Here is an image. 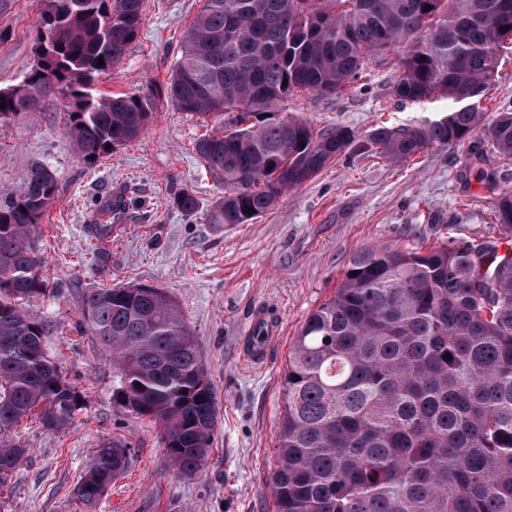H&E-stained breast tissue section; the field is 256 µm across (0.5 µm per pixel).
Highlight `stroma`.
Returning <instances> with one entry per match:
<instances>
[{"label":"stroma","mask_w":512,"mask_h":512,"mask_svg":"<svg viewBox=\"0 0 512 512\" xmlns=\"http://www.w3.org/2000/svg\"><path fill=\"white\" fill-rule=\"evenodd\" d=\"M202 4L145 0L137 39L122 63L100 78L98 90L116 95L164 85ZM42 7V0H0V87L20 84L32 63ZM399 53L388 50L341 95L299 93L278 116L363 136L382 124L410 126L447 112L445 98L409 103L392 95ZM64 109L63 100L52 98L39 111L0 124V191L19 188L36 163L58 179L59 196L34 238L51 292L31 298L28 308L51 323L46 350L79 387L82 407L59 432L21 423L27 454L0 485V512H273L267 481L278 460L288 352L352 255L368 245L428 248L451 236H480L493 206L483 178L494 175L498 190L512 193V161L479 135L402 164L345 156L284 192L252 223L221 227L208 221L220 189L194 149L209 131L207 120L160 103L143 136L86 161L64 133ZM182 189L199 199L197 216L176 208ZM115 194L125 199L124 215L113 222L111 237L92 247L88 226ZM128 281L167 289L179 300L216 392L210 460L190 476L171 466L154 420L114 406L112 354L76 325L81 291ZM263 307L281 334L258 367L244 352L249 318ZM106 437L131 442L133 456L90 509L74 489Z\"/></svg>","instance_id":"obj_1"}]
</instances>
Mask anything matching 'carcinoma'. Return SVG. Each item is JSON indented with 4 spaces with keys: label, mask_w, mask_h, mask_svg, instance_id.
Returning a JSON list of instances; mask_svg holds the SVG:
<instances>
[{
    "label": "carcinoma",
    "mask_w": 512,
    "mask_h": 512,
    "mask_svg": "<svg viewBox=\"0 0 512 512\" xmlns=\"http://www.w3.org/2000/svg\"><path fill=\"white\" fill-rule=\"evenodd\" d=\"M144 2L45 0L36 58L21 85L0 87V123L62 99L65 133L93 160L140 137L163 97L190 116L215 114L196 143L224 190L212 224L255 220L352 150L397 164L464 142L512 51V0H204L165 89L103 94L97 79L136 40ZM399 42L406 47L391 93L448 98L451 111L363 138L296 117L251 122L300 90L341 94ZM486 134L511 159L512 109ZM485 188L496 195L497 235L425 250L364 247L307 316L282 377L274 512H512V256L498 253L512 238V193H497L488 177ZM59 192L55 173L36 163L0 196V482L27 453L13 440L22 422L33 416L56 432L80 406L79 390L45 351L49 322L24 307L47 291L33 236ZM175 204L185 215L201 210L185 189ZM77 326L112 352L114 403L158 423L179 473L205 467L216 394L200 379L179 301L143 283L88 288ZM131 448L118 437L99 443L75 489L85 506L126 470Z\"/></svg>",
    "instance_id": "carcinoma-1"
}]
</instances>
